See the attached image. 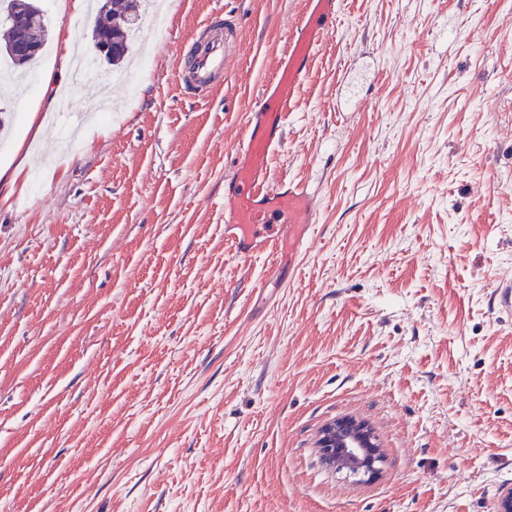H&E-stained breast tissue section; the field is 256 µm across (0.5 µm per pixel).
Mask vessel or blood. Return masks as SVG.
<instances>
[{"instance_id": "vessel-or-blood-1", "label": "vessel or blood", "mask_w": 512, "mask_h": 512, "mask_svg": "<svg viewBox=\"0 0 512 512\" xmlns=\"http://www.w3.org/2000/svg\"><path fill=\"white\" fill-rule=\"evenodd\" d=\"M305 4L304 18L263 84L234 150L233 173L224 189V238L240 255L273 251L296 256L306 248L317 221L319 199L308 184L277 180L271 173L288 114L337 13V0ZM176 71L186 87H207L224 71L223 37H211L199 51L178 58Z\"/></svg>"}]
</instances>
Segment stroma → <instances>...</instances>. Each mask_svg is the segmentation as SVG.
I'll use <instances>...</instances> for the list:
<instances>
[{
    "instance_id": "obj_1",
    "label": "stroma",
    "mask_w": 512,
    "mask_h": 512,
    "mask_svg": "<svg viewBox=\"0 0 512 512\" xmlns=\"http://www.w3.org/2000/svg\"><path fill=\"white\" fill-rule=\"evenodd\" d=\"M132 62L1 106L0 512H496L512 488V0H339L272 166L293 262L224 240L246 113L305 0H169ZM55 73L96 17L38 0ZM224 13V85L183 39ZM41 133L29 127L30 119ZM385 455L327 468L333 419ZM182 83L192 89L206 88L207 81L224 73V36H213L198 51L176 61ZM374 432L367 423L354 418L335 419L320 430L317 448L322 461L346 471L361 482L375 480L381 470L380 448H374Z\"/></svg>"
}]
</instances>
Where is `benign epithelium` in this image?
<instances>
[{"label": "benign epithelium", "mask_w": 512, "mask_h": 512, "mask_svg": "<svg viewBox=\"0 0 512 512\" xmlns=\"http://www.w3.org/2000/svg\"><path fill=\"white\" fill-rule=\"evenodd\" d=\"M317 448L322 461L361 482L375 480L381 470L380 449L374 447V432L354 418L335 419L320 430Z\"/></svg>", "instance_id": "obj_1"}]
</instances>
